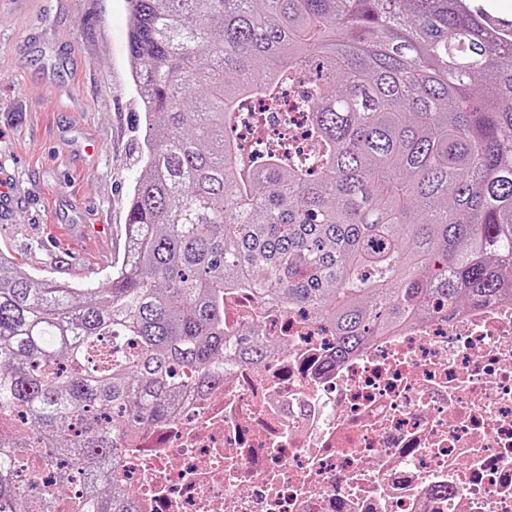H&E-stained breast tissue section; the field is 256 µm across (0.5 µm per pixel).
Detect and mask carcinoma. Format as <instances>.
Listing matches in <instances>:
<instances>
[{
    "label": "carcinoma",
    "instance_id": "obj_1",
    "mask_svg": "<svg viewBox=\"0 0 512 512\" xmlns=\"http://www.w3.org/2000/svg\"><path fill=\"white\" fill-rule=\"evenodd\" d=\"M128 3L145 137L122 256L83 289L0 249V512H26L13 461L35 453L82 469L96 504L70 512H133L105 482L119 444L271 351L224 338L226 288L309 311L338 358L512 291V28L471 0ZM287 88L315 151L245 153L228 129Z\"/></svg>",
    "mask_w": 512,
    "mask_h": 512
}]
</instances>
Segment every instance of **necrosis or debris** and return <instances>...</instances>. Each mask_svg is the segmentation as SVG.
<instances>
[{"instance_id":"necrosis-or-debris-1","label":"necrosis or debris","mask_w":512,"mask_h":512,"mask_svg":"<svg viewBox=\"0 0 512 512\" xmlns=\"http://www.w3.org/2000/svg\"><path fill=\"white\" fill-rule=\"evenodd\" d=\"M287 121L305 151L297 94ZM258 327L261 362L185 397L164 426L128 442L114 481L134 512H512V297L449 317L403 319L344 358L321 321L224 293V333Z\"/></svg>"}]
</instances>
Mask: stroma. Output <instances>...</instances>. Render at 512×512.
I'll list each match as a JSON object with an SVG mask.
<instances>
[{
	"instance_id": "obj_1",
	"label": "stroma",
	"mask_w": 512,
	"mask_h": 512,
	"mask_svg": "<svg viewBox=\"0 0 512 512\" xmlns=\"http://www.w3.org/2000/svg\"><path fill=\"white\" fill-rule=\"evenodd\" d=\"M128 43L126 0H0V177L14 197L0 248L80 288L112 266L79 234L104 225L121 255L142 172Z\"/></svg>"
}]
</instances>
